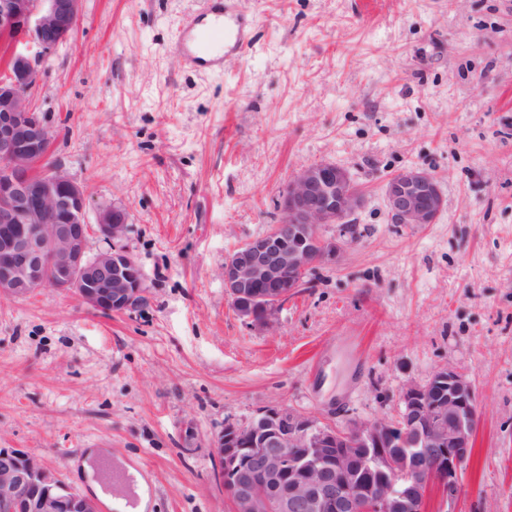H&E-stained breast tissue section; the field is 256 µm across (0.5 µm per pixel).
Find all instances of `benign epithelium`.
<instances>
[{
    "mask_svg": "<svg viewBox=\"0 0 512 512\" xmlns=\"http://www.w3.org/2000/svg\"><path fill=\"white\" fill-rule=\"evenodd\" d=\"M82 0H0V297L39 288L74 293L104 313H125L145 299L139 264L121 246L129 211L99 212L97 231L109 247L90 253L82 187L50 157L55 131L37 116L32 91L41 63L74 33ZM384 196L396 224L436 222L444 206L437 178L419 167L391 176ZM365 194L349 170L322 161L295 172L280 200V223L229 254L224 293L239 318L265 327L304 286L310 272L334 264L353 241L346 224ZM334 224L324 238L319 228ZM395 419H351L343 428L290 407H272L247 422L228 418L214 440L215 480L232 512H425L431 489L438 512H456L459 474L470 460L478 404L466 375L434 371L401 394ZM362 448L382 474L366 483L350 467ZM288 482V493L276 489ZM0 512H97L35 456L0 448Z\"/></svg>",
    "mask_w": 512,
    "mask_h": 512,
    "instance_id": "benign-epithelium-1",
    "label": "benign epithelium"
}]
</instances>
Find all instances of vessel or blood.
Listing matches in <instances>:
<instances>
[{"mask_svg":"<svg viewBox=\"0 0 512 512\" xmlns=\"http://www.w3.org/2000/svg\"><path fill=\"white\" fill-rule=\"evenodd\" d=\"M251 43V23L234 0H206L199 14L178 23L174 46L188 63L217 69L226 54L242 53Z\"/></svg>","mask_w":512,"mask_h":512,"instance_id":"obj_1","label":"vessel or blood"}]
</instances>
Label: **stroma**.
Returning <instances> with one entry per match:
<instances>
[{"label":"stroma","mask_w":512,"mask_h":512,"mask_svg":"<svg viewBox=\"0 0 512 512\" xmlns=\"http://www.w3.org/2000/svg\"><path fill=\"white\" fill-rule=\"evenodd\" d=\"M202 6L83 0L41 66L52 156L89 223L129 209L148 293L126 314L53 288L0 298V447L85 496L72 464L104 451L142 475L146 512H231L225 419L393 418L408 383L448 368L479 404L457 508L512 512V0H237L253 43L218 72L173 47ZM321 161L366 193L358 237L273 327L245 323L224 259ZM412 166L440 181L435 223L390 220L382 188Z\"/></svg>","instance_id":"35a3bbf8"}]
</instances>
